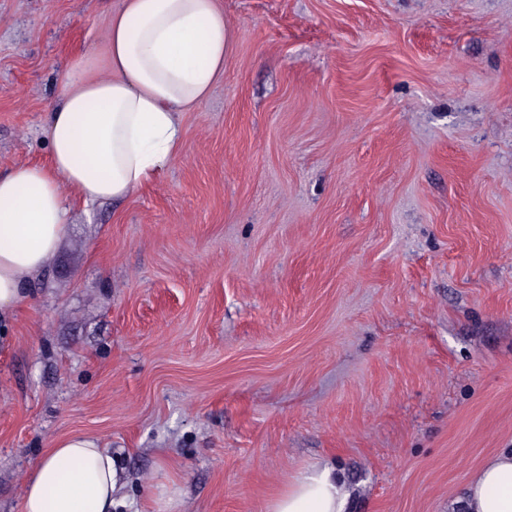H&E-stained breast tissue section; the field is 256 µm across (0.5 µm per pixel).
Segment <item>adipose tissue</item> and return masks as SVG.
I'll list each match as a JSON object with an SVG mask.
<instances>
[{"label":"adipose tissue","instance_id":"1","mask_svg":"<svg viewBox=\"0 0 512 512\" xmlns=\"http://www.w3.org/2000/svg\"><path fill=\"white\" fill-rule=\"evenodd\" d=\"M108 69L75 59L59 82L45 133L48 164L0 175V321L27 300L54 263L69 218L83 204L130 196L182 148L179 118L201 106L224 75L231 27L219 0H122L106 32ZM115 458L97 438L53 442L32 469L21 512H112ZM334 466L294 472L270 512H348ZM458 512H512V448L472 475Z\"/></svg>","mask_w":512,"mask_h":512}]
</instances>
